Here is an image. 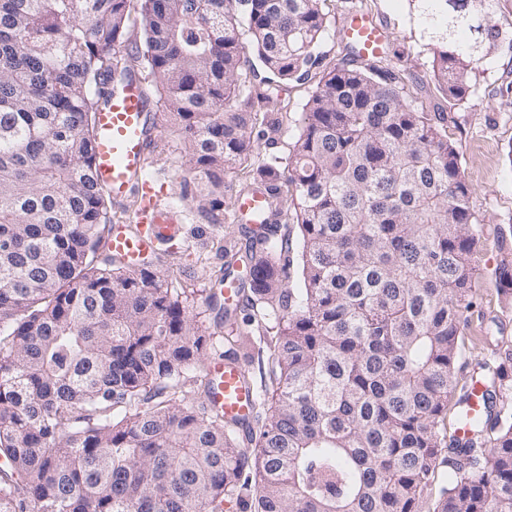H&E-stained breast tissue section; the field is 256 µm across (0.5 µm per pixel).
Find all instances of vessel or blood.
Instances as JSON below:
<instances>
[{
  "mask_svg": "<svg viewBox=\"0 0 512 512\" xmlns=\"http://www.w3.org/2000/svg\"><path fill=\"white\" fill-rule=\"evenodd\" d=\"M342 40L353 44L360 56L382 50L386 32L365 13L348 15L339 31ZM144 90L132 82L114 92L99 116V137L94 149L97 180L112 192L113 201H123L138 185L144 169L145 155L152 145L148 114L143 105ZM157 213L142 212L137 216L138 232L127 225L114 227L110 236L113 253L128 260L155 251L158 240L147 232L146 224L160 222ZM206 370L213 382L211 402L228 418L248 422L253 403V389L239 361L232 356L212 358Z\"/></svg>",
  "mask_w": 512,
  "mask_h": 512,
  "instance_id": "1",
  "label": "vessel or blood"
}]
</instances>
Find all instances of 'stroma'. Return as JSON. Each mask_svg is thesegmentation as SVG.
<instances>
[{"mask_svg":"<svg viewBox=\"0 0 512 512\" xmlns=\"http://www.w3.org/2000/svg\"><path fill=\"white\" fill-rule=\"evenodd\" d=\"M357 11L371 14L389 34L378 67L404 77L412 105L443 117L472 190L471 206L482 237L473 307L461 327L463 349L456 372L462 379L477 360L489 356L488 337H497L499 348H512V297L502 295L497 280L507 257L499 240L503 231L512 229V0H493L490 20L500 33L498 47L474 71V92L459 104L448 101L433 79L432 56L423 47L424 21L411 0H326V28L317 48L320 60L308 77L283 82L277 97L269 102L265 99L264 69L248 74L258 114L253 138L260 156L288 153L299 133L304 104L315 91L322 70L352 62V52L338 31L346 17ZM150 121L155 146L149 152L143 178L153 188L158 207L171 212L182 226L176 240L180 255L166 258L163 268L171 278L196 288L194 312L200 313L213 331L223 332L214 312L206 310L201 291L224 263L219 243L237 238V229L224 222L212 223L198 211L195 186L183 185L179 178L186 161L181 132L170 126L159 110H152Z\"/></svg>","mask_w":512,"mask_h":512,"instance_id":"stroma-1","label":"stroma"}]
</instances>
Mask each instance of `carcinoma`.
I'll list each match as a JSON object with an SVG mask.
<instances>
[{
    "mask_svg": "<svg viewBox=\"0 0 512 512\" xmlns=\"http://www.w3.org/2000/svg\"><path fill=\"white\" fill-rule=\"evenodd\" d=\"M324 2L140 0L125 56L129 0H0V512H226L250 490L256 512H419L438 467L434 512H512L511 351L472 366L471 436L439 431L472 395L456 364L480 236L460 152L400 75L323 72L289 153L255 161L239 194L263 189L265 214L217 278L245 305L207 297L224 334L153 260L110 250L93 159L112 88L155 84L216 221L253 156L249 54L279 82L307 75ZM415 2L439 89L468 99L492 0ZM254 329L273 350L244 428L206 373L191 393L182 378ZM137 1L131 0L130 3V23L126 36L121 46L116 48V51H120V54L134 53L143 40V26ZM447 472L443 468H437L424 493L421 503L422 512H432L437 503L441 488L446 484Z\"/></svg>",
    "mask_w": 512,
    "mask_h": 512,
    "instance_id": "cac0c4a2",
    "label": "carcinoma"
}]
</instances>
